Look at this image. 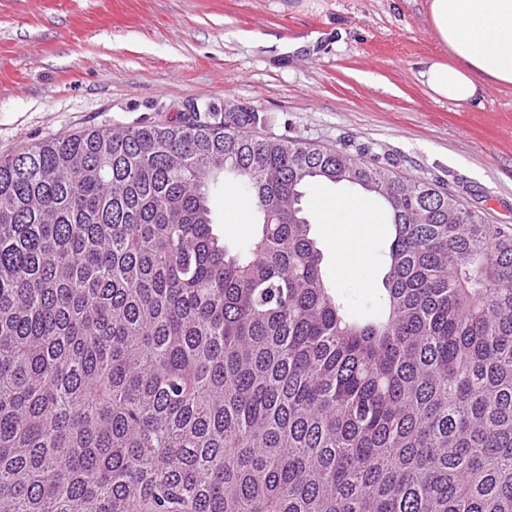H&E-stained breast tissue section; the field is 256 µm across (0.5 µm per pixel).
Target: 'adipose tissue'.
I'll use <instances>...</instances> for the list:
<instances>
[{
	"mask_svg": "<svg viewBox=\"0 0 512 512\" xmlns=\"http://www.w3.org/2000/svg\"><path fill=\"white\" fill-rule=\"evenodd\" d=\"M434 33L449 60L428 61L423 83L456 103L474 100L475 74L512 86V0H426Z\"/></svg>",
	"mask_w": 512,
	"mask_h": 512,
	"instance_id": "1",
	"label": "adipose tissue"
}]
</instances>
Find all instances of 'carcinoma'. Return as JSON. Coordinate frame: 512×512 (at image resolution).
Listing matches in <instances>:
<instances>
[{
  "label": "carcinoma",
  "instance_id": "cac0c4a2",
  "mask_svg": "<svg viewBox=\"0 0 512 512\" xmlns=\"http://www.w3.org/2000/svg\"><path fill=\"white\" fill-rule=\"evenodd\" d=\"M255 122L190 103L0 160V512H512V225ZM322 181L394 227L380 316L329 291ZM211 207L216 218L215 233L226 245L234 246L244 242L251 234L254 226L244 224L246 220V212L243 210L233 211L239 208H247L249 210L248 200L240 193L238 188L224 186V180L221 176L218 179L217 186L211 189ZM233 211V212H232ZM232 212L234 223L228 218ZM241 223V224H238Z\"/></svg>",
  "mask_w": 512,
  "mask_h": 512
}]
</instances>
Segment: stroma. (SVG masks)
Listing matches in <instances>:
<instances>
[{"label":"stroma","instance_id":"35a3bbf8","mask_svg":"<svg viewBox=\"0 0 512 512\" xmlns=\"http://www.w3.org/2000/svg\"><path fill=\"white\" fill-rule=\"evenodd\" d=\"M426 0H0V159L101 127L163 122L185 104L254 110L255 131L327 147L355 144L512 225V86L482 81L474 101L433 96L424 61L447 57ZM311 189L306 209L333 294L348 315H378L393 229L371 257L339 250ZM238 188L211 190L226 245Z\"/></svg>","mask_w":512,"mask_h":512}]
</instances>
